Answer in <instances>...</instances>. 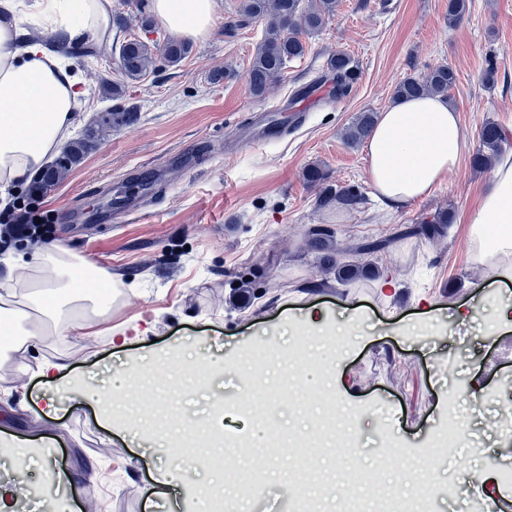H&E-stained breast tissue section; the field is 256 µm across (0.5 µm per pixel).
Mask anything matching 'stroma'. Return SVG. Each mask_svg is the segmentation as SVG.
I'll return each mask as SVG.
<instances>
[{"instance_id":"1","label":"stroma","mask_w":512,"mask_h":512,"mask_svg":"<svg viewBox=\"0 0 512 512\" xmlns=\"http://www.w3.org/2000/svg\"><path fill=\"white\" fill-rule=\"evenodd\" d=\"M152 0H113L122 22L112 38L138 36L164 44L170 31L141 26L142 5ZM240 0H215L209 33L171 66L156 59L142 78L123 80L108 59L73 58L84 80L74 102L78 133L107 111L139 109L130 126L98 132L94 146L46 195L24 183L7 186L0 224L52 227L42 248L58 245L103 267L120 295L88 330L55 335L33 318L43 335L36 350L21 349L0 364V431L20 438L50 439L57 467L75 479L60 492L62 512H193L197 488L215 470L200 469L195 486L158 496L154 479L164 459L120 431L100 425L102 404L75 390L84 381L105 387L120 364H138L153 388L128 386L113 395L132 422L156 421V434L175 439L195 422L207 432L203 457L219 452L224 467L251 473L256 491L241 497L226 488L235 512H294L295 501L319 500L320 512H344L351 486L379 473L383 489L399 493L401 478L441 486L458 481L464 467L512 458V325L483 334L457 324L455 309L486 299L512 297V280L475 277L470 213L490 172L476 170L472 151L486 120L507 133L512 151V0H469L456 25L448 0H339L336 15L309 37L301 58L289 62L264 98H254L247 71L264 25L229 27ZM358 63L350 93L332 104H310V121L284 139L254 149L238 145L255 132V115L278 110L287 122L294 90L312 79L332 53ZM448 65L458 73L449 102L465 127L470 149L429 196L398 212L377 208L366 169L365 145L349 146L346 128L364 110L382 112L402 78ZM231 67L233 78L213 81ZM497 80L485 86L483 74ZM125 84L122 97L104 93L103 78ZM321 165L329 185L352 186L363 195L343 213L320 207V187L305 170ZM452 214L446 236L413 237L370 256L381 275L374 281L311 293L322 279L319 261L300 252L311 225L338 231L348 249L400 224H415L440 210ZM258 302L242 306L240 285ZM322 309L329 323L317 355L334 353L324 370L293 372L286 362L310 333L306 313ZM355 317L349 345L334 351L336 328ZM202 340L199 369L184 373V386H168L180 349ZM264 348L271 366L253 401L241 405L253 347ZM64 368L55 390L38 376L43 359ZM456 397L472 415L470 445L449 449L429 464L432 438L445 425L447 400ZM58 413L43 415L46 400ZM329 413L331 434L316 449L312 477H301L297 440ZM352 438L354 448L344 445ZM112 444L120 457L97 449Z\"/></svg>"}]
</instances>
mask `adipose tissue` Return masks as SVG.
Listing matches in <instances>:
<instances>
[{
  "instance_id": "adipose-tissue-1",
  "label": "adipose tissue",
  "mask_w": 512,
  "mask_h": 512,
  "mask_svg": "<svg viewBox=\"0 0 512 512\" xmlns=\"http://www.w3.org/2000/svg\"><path fill=\"white\" fill-rule=\"evenodd\" d=\"M47 34L92 31L112 34V0H35ZM155 15L175 35L204 37L214 23V0H152ZM12 0H0V184L32 175L59 149L73 126V100L83 78L39 41L16 48ZM468 136L447 100L424 96L382 112L368 143L367 167L375 197L396 211L430 194L460 163ZM477 258L512 252V158L498 162L478 208L469 219ZM35 264L43 278L29 286V302L50 312L63 299L86 300L82 263L60 247L46 249Z\"/></svg>"
}]
</instances>
